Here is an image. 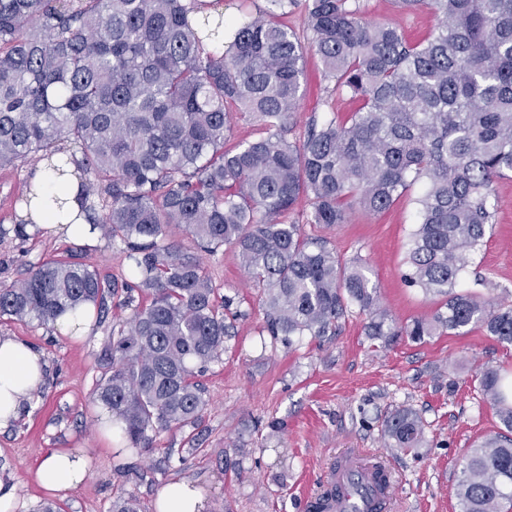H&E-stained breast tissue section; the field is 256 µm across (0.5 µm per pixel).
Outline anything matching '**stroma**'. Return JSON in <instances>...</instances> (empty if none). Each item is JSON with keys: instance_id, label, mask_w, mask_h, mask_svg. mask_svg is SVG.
I'll list each match as a JSON object with an SVG mask.
<instances>
[{"instance_id": "1", "label": "stroma", "mask_w": 512, "mask_h": 512, "mask_svg": "<svg viewBox=\"0 0 512 512\" xmlns=\"http://www.w3.org/2000/svg\"><path fill=\"white\" fill-rule=\"evenodd\" d=\"M363 2L366 19L398 25L410 40L428 37L434 28L429 11L408 14L394 0ZM328 85L320 58L307 52L299 123L328 110L340 120L352 112L354 102L328 93ZM32 170L28 164L0 172V225L15 224ZM494 188L499 211L462 279L463 290L492 303L512 292V177L497 180ZM420 194L416 184L383 213L355 207L347 223L305 227L340 257L358 253L367 260L382 307L399 323L432 316L440 307L438 298L401 278ZM66 251L101 275L127 274L123 253L103 235L87 242L34 231L24 242L0 240V282L22 280L31 266ZM203 264L221 293L238 296L248 317L238 323L223 362L200 378L208 404L194 433L163 432L148 448H127L122 438L106 442L100 434L103 406L91 395L100 375L97 356L124 315L120 307L94 314L92 328L80 338L61 335L52 324L0 322V336L31 343L49 364L31 416L0 431V482L16 486V512H36L51 498L34 473L57 448L81 450L90 464L89 478L55 499L62 512H111L113 498L122 493L137 498L139 512H155L160 489L181 480L202 490L206 512H310L309 499L323 491L328 471L352 454L366 461L386 458L395 469L389 512H459L465 457L475 442L501 428L482 400L475 367L497 368L511 380L512 345L473 329L377 347L364 334V316L355 314L335 334L305 336L287 349L261 334L264 306L235 250L223 247ZM399 408L421 417L422 447H388L381 423Z\"/></svg>"}]
</instances>
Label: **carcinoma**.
I'll use <instances>...</instances> for the list:
<instances>
[{"label": "carcinoma", "instance_id": "1", "mask_svg": "<svg viewBox=\"0 0 512 512\" xmlns=\"http://www.w3.org/2000/svg\"><path fill=\"white\" fill-rule=\"evenodd\" d=\"M397 2L434 13L428 39L366 20L359 0H267L227 51L205 52L201 35L224 16L194 28L184 0H0V168L70 154L61 165L81 171L90 231L120 246L134 275L111 281L75 257L41 263L0 283V319L46 326L118 298L130 315L99 355L92 397L131 447L198 425L207 400L197 376L223 362L248 316L168 239L173 226L211 255L236 250L262 293L263 331L285 347L355 311L383 347L467 327L512 344V304L459 290L499 208L493 184L512 174V0ZM301 5L297 30L288 15ZM308 48L359 106L346 122L314 117L298 132ZM234 115L257 137L226 148ZM416 182L404 281L442 304L400 324L379 306L366 259H341L288 215L307 198L306 223L344 224L350 206L382 213ZM476 380L512 432L501 374L481 366ZM382 432L392 448L424 440L410 410ZM457 497L460 512L512 500V437L470 450Z\"/></svg>", "mask_w": 512, "mask_h": 512}]
</instances>
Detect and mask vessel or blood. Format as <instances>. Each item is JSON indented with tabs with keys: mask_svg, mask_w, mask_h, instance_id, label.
I'll return each mask as SVG.
<instances>
[{
	"mask_svg": "<svg viewBox=\"0 0 512 512\" xmlns=\"http://www.w3.org/2000/svg\"><path fill=\"white\" fill-rule=\"evenodd\" d=\"M393 482L394 473L383 461L345 459L327 477L337 495L327 501L326 512H375L380 503L390 501Z\"/></svg>",
	"mask_w": 512,
	"mask_h": 512,
	"instance_id": "1",
	"label": "vessel or blood"
}]
</instances>
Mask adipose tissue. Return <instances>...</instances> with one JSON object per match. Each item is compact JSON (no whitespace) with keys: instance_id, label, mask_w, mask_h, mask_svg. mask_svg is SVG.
Masks as SVG:
<instances>
[{"instance_id":"1","label":"adipose tissue","mask_w":512,"mask_h":512,"mask_svg":"<svg viewBox=\"0 0 512 512\" xmlns=\"http://www.w3.org/2000/svg\"><path fill=\"white\" fill-rule=\"evenodd\" d=\"M80 211L76 192L65 197L62 210L43 209L33 201L23 214L42 234L88 241L95 235L81 228L74 218ZM46 361L42 352L12 336H0V431L12 427L28 415L39 398L44 382ZM87 458L79 450L50 452L35 470V478L47 491H67L84 482ZM206 500L195 485L181 481L166 485L156 500V512H204Z\"/></svg>"}]
</instances>
